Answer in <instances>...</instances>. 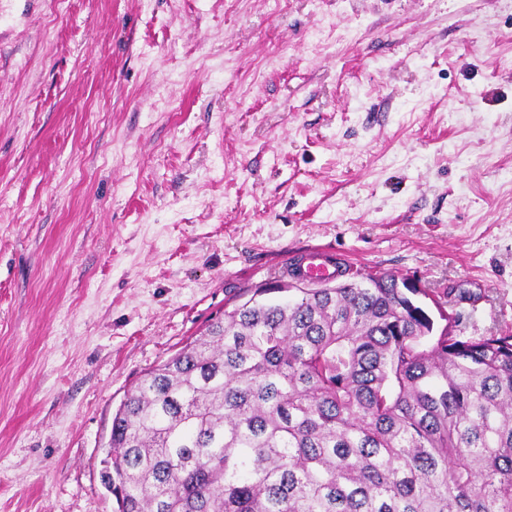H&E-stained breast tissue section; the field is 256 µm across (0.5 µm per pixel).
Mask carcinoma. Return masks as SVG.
I'll return each mask as SVG.
<instances>
[{
	"instance_id": "1",
	"label": "carcinoma",
	"mask_w": 512,
	"mask_h": 512,
	"mask_svg": "<svg viewBox=\"0 0 512 512\" xmlns=\"http://www.w3.org/2000/svg\"><path fill=\"white\" fill-rule=\"evenodd\" d=\"M422 296L357 270L224 311L112 416L118 512H512V335Z\"/></svg>"
}]
</instances>
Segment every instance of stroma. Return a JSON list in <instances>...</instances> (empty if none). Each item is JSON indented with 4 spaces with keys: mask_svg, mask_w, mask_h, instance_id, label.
Returning a JSON list of instances; mask_svg holds the SVG:
<instances>
[{
    "mask_svg": "<svg viewBox=\"0 0 512 512\" xmlns=\"http://www.w3.org/2000/svg\"><path fill=\"white\" fill-rule=\"evenodd\" d=\"M316 246L512 333V0H0V512Z\"/></svg>",
    "mask_w": 512,
    "mask_h": 512,
    "instance_id": "obj_1",
    "label": "stroma"
}]
</instances>
